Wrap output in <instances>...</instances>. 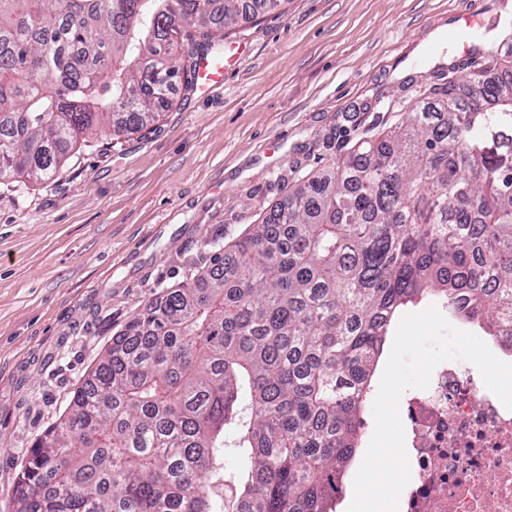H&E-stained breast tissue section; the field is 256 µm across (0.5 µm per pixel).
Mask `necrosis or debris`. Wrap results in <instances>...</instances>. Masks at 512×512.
<instances>
[{"label": "necrosis or debris", "mask_w": 512, "mask_h": 512, "mask_svg": "<svg viewBox=\"0 0 512 512\" xmlns=\"http://www.w3.org/2000/svg\"><path fill=\"white\" fill-rule=\"evenodd\" d=\"M400 417L411 479L399 512H512V410L471 371L438 364Z\"/></svg>", "instance_id": "obj_1"}]
</instances>
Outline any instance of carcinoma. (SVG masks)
I'll return each instance as SVG.
<instances>
[{"label": "carcinoma", "instance_id": "obj_1", "mask_svg": "<svg viewBox=\"0 0 512 512\" xmlns=\"http://www.w3.org/2000/svg\"><path fill=\"white\" fill-rule=\"evenodd\" d=\"M281 0H0V180L158 121ZM432 87L149 300L30 452L17 512H331L390 326L433 296L512 334V81ZM239 460L224 468V457Z\"/></svg>", "mask_w": 512, "mask_h": 512}]
</instances>
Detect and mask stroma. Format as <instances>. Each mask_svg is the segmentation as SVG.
<instances>
[{
  "instance_id": "obj_1",
  "label": "stroma",
  "mask_w": 512,
  "mask_h": 512,
  "mask_svg": "<svg viewBox=\"0 0 512 512\" xmlns=\"http://www.w3.org/2000/svg\"><path fill=\"white\" fill-rule=\"evenodd\" d=\"M504 24L512 0H287L232 31L223 88L177 89L154 125L90 136L49 181L0 183V512L113 335L182 281L181 257L383 136Z\"/></svg>"
}]
</instances>
